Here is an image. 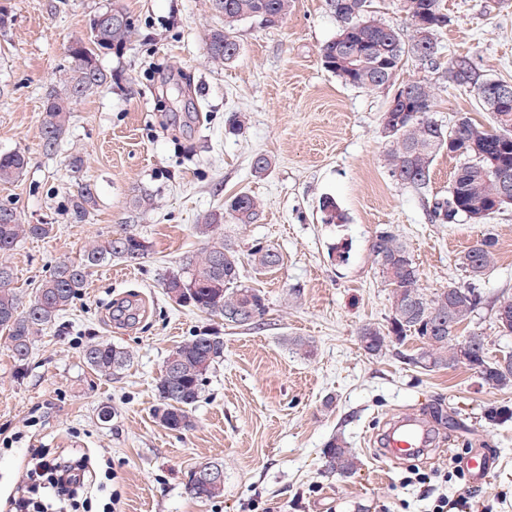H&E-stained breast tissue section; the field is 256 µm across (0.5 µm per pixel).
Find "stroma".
Instances as JSON below:
<instances>
[{"label": "stroma", "instance_id": "stroma-1", "mask_svg": "<svg viewBox=\"0 0 512 512\" xmlns=\"http://www.w3.org/2000/svg\"><path fill=\"white\" fill-rule=\"evenodd\" d=\"M111 4L0 0L8 16L0 29V153L28 159L17 181L0 184V202L24 223L54 227L6 256L12 288L33 300L58 262L79 259L118 224L150 245L137 262L91 269L82 297L35 336L24 363L0 334V512H13L38 448L85 466L88 482L70 512H102L108 496L91 480L107 466L119 512H426L422 486L404 484L407 466L384 459L376 442L383 421L408 409L429 411L445 437L419 469L448 472L456 453L487 449L497 464L472 493L491 512H512V419L488 418L512 410V387L491 386L461 364L414 365L424 345L413 336L380 356L357 341L361 327L384 326L390 314L370 251L380 231L406 244L430 292L462 283L460 256L489 233L497 256L478 284L484 302L455 338L486 336L496 359L512 352V335L494 318L498 302L512 299V204L482 224L432 221L430 206L447 194L459 161L439 155L421 190L392 176L381 128L390 94L343 85L323 67L320 50L337 31L325 0H292L273 28L242 22L240 55L224 65L206 53L208 32L220 23L209 0H122L132 40L100 56L110 83L77 101L68 136L46 154L43 97L69 66L70 46L87 39L91 18ZM442 4L448 25L435 34L436 63L408 58L393 83L425 82L443 124L465 115L491 127L475 89L454 83L447 61L466 55L480 78L512 82V0ZM233 112L245 117L235 135L227 126ZM259 153L273 160L261 177L251 170ZM75 155L77 172L69 165ZM79 181L95 184L98 205L76 222L66 211ZM137 189L152 193L151 209L133 210ZM242 190L260 200L259 218H224L218 235L243 254L260 245L283 256L275 269L242 270L244 285L267 304L251 326L179 306L159 280L202 248L200 217L223 211ZM328 197L345 223H323ZM203 332L223 337L224 356L207 376L191 428L166 429L154 415L156 381L170 351ZM93 339L128 351L120 375L85 364ZM299 340L313 345L312 356L298 354ZM337 434L362 461L348 478L323 471V449ZM212 464L224 471L223 495L191 497V473Z\"/></svg>", "mask_w": 512, "mask_h": 512}]
</instances>
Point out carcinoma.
Listing matches in <instances>:
<instances>
[{"instance_id": "1", "label": "carcinoma", "mask_w": 512, "mask_h": 512, "mask_svg": "<svg viewBox=\"0 0 512 512\" xmlns=\"http://www.w3.org/2000/svg\"><path fill=\"white\" fill-rule=\"evenodd\" d=\"M211 8L224 18V23L212 28L206 41L209 58L217 63H229L240 54L236 31L243 21H254L264 27H274L288 14L290 0H210ZM329 12L336 18V36L321 49L324 68L343 84L359 89L376 90L393 80L412 55L422 62L435 63L439 55L437 42L424 40L415 29L412 41L403 39L399 31L375 17L372 0H325ZM411 21L426 16L428 30L435 32L448 25V14L441 0H404ZM134 33L133 22L117 0L112 7L98 12L90 23L88 41H77L69 49L70 67L57 85L46 92L41 115V139L44 151L52 154L69 132L72 105L108 83L107 72L98 64V56L122 48ZM361 55L359 65L349 68L341 57L346 50ZM450 78L460 85H481L479 76L466 55L448 58ZM482 108L491 114L494 130L475 124L466 116L447 127L434 118V101L429 87L413 82V94L395 102L394 132L386 134L392 143L387 156L391 173L402 184L423 188L429 182L436 157L446 152L461 160L448 196L433 204V216L442 223L457 224L466 220V213H484L487 220L497 212L498 185L494 168L512 171V105L493 106L479 99ZM27 166L25 155L19 152L0 154V182L17 180ZM97 205V192L89 182H78L69 200L72 218L80 221ZM225 212L239 224H251L259 215L261 204L249 192H239L224 204ZM222 216L206 213L196 225L199 236L206 239L205 247L187 256L179 269L162 275V287L184 288L189 300L177 301L182 306L220 316L237 326H248L247 310L256 308L266 313L261 291L242 283V258L228 239L214 235ZM51 224H24L15 208L0 203V256L12 251L26 238L46 237ZM148 251V242L141 235L120 227L104 239L87 247L79 260H63L41 280L34 299L20 307L17 295L10 288L11 269L0 263V330L7 332L15 360L28 359L32 340L39 332L56 322L58 316L80 299L89 269L112 259L135 262ZM371 252L376 270L389 289L391 311L387 326L367 325L359 331L358 341L363 351L377 356L390 344L407 336H416L426 345L421 356L428 368H447L461 362L475 370L488 384L505 388L512 385V354L498 360L488 357L486 337L473 334L464 340L468 344L467 358H462L461 343L454 338L459 324L479 308L482 293L476 288L496 262V241L487 234L477 240L461 257L460 266L467 283L450 285L428 293L419 284V274L406 245L389 231L373 239ZM248 260L263 269H272L281 262L278 252L255 248ZM507 315L502 319L501 315ZM499 332L512 335V300L503 301L495 310ZM224 357V338L203 333L177 346L167 357L156 390L159 406L155 409L160 422L170 430H185L191 426L190 412L197 403L208 372ZM83 359L95 372L104 376L119 374L130 362L129 354L106 342H90L83 348ZM325 470L341 477L355 474L361 460L348 442L332 437L323 450ZM189 492L196 498L210 500L221 496L224 484L201 489L190 483Z\"/></svg>"}]
</instances>
